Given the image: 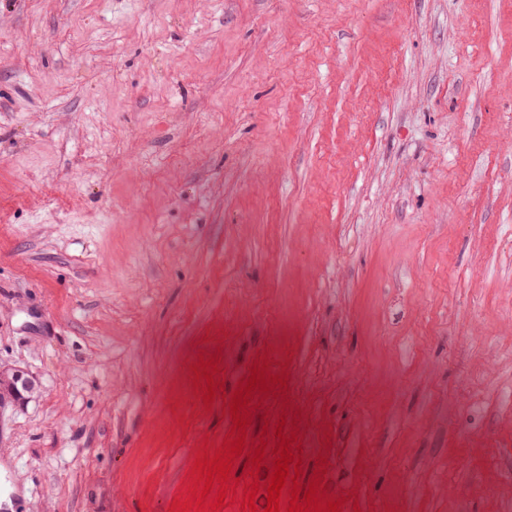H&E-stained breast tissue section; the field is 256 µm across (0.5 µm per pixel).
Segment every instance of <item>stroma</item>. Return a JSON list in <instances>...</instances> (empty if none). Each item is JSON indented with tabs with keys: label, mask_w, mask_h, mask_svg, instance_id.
Wrapping results in <instances>:
<instances>
[{
	"label": "stroma",
	"mask_w": 512,
	"mask_h": 512,
	"mask_svg": "<svg viewBox=\"0 0 512 512\" xmlns=\"http://www.w3.org/2000/svg\"><path fill=\"white\" fill-rule=\"evenodd\" d=\"M1 367L30 512H512V0H0ZM35 380L22 370L0 374V403L6 398L17 402H25L35 391Z\"/></svg>",
	"instance_id": "1"
}]
</instances>
